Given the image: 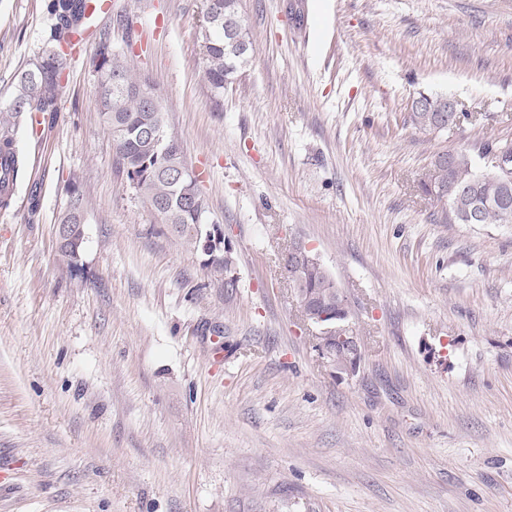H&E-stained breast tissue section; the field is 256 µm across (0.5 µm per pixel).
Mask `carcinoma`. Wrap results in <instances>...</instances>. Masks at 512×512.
I'll return each mask as SVG.
<instances>
[{
  "label": "carcinoma",
  "mask_w": 512,
  "mask_h": 512,
  "mask_svg": "<svg viewBox=\"0 0 512 512\" xmlns=\"http://www.w3.org/2000/svg\"><path fill=\"white\" fill-rule=\"evenodd\" d=\"M88 0H49L48 12L55 18L53 44L43 51L33 66L22 71L17 92L10 104V117L35 119L41 113L57 111L56 100L61 74L69 59L60 52L69 41L73 26L84 17ZM202 54L205 76L217 94L232 84L246 67L253 41L241 13V0H205L202 22ZM89 66L97 77V104L102 121L112 136L118 171L126 175L141 200L175 234L194 248H199L193 226L204 223L206 203L193 209L185 200L198 193L196 184L179 185L170 172L186 166L178 141L163 130L165 144L155 147L141 132L164 112L160 97L153 88L138 81L128 57L101 43ZM448 96L420 94L412 101L409 121L422 130L434 131L438 123L448 120ZM0 150L8 153L9 163L0 168V196H7L17 179L18 164L9 120L0 123ZM422 190L437 203L448 208V222L466 223V209L477 200L482 204L481 224H512V185L504 187L500 176L474 165L463 150H448L434 156ZM71 200L60 218L62 224H75L84 216L82 195L70 191ZM300 288L319 296V309L336 311V280L322 265H302Z\"/></svg>",
  "instance_id": "cac0c4a2"
}]
</instances>
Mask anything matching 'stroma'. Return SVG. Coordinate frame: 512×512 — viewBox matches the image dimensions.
<instances>
[{
    "mask_svg": "<svg viewBox=\"0 0 512 512\" xmlns=\"http://www.w3.org/2000/svg\"><path fill=\"white\" fill-rule=\"evenodd\" d=\"M250 62L204 74V0H112L58 109L13 131L0 206V512H512V224H451L433 156L512 138V0H241ZM0 0V111L51 40ZM129 25L119 24V17ZM155 89L229 237L236 292L114 164L86 60ZM463 117L410 125L418 93ZM77 267L58 252L69 187ZM333 274L363 339L336 376L281 257ZM71 200L65 213L60 218L57 224V240L61 244H66L74 240V233L72 232L73 224H78V216L84 219V202L83 197L75 190L70 191ZM305 255H307L313 262L320 263V261L315 258L308 249L300 244L292 246L282 257V271L288 280L293 283L295 288L298 285L297 280L300 277L301 272L300 265Z\"/></svg>",
    "mask_w": 512,
    "mask_h": 512,
    "instance_id": "1",
    "label": "stroma"
}]
</instances>
